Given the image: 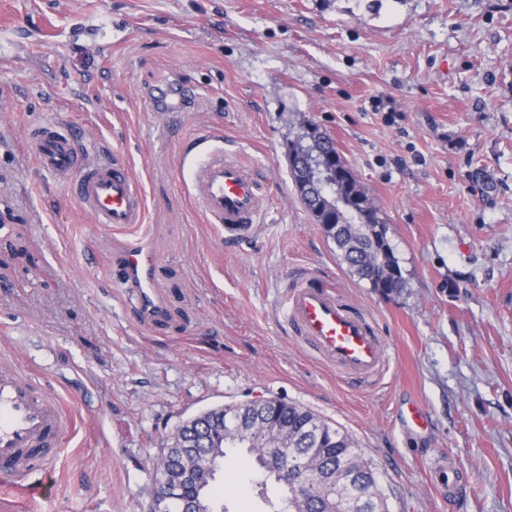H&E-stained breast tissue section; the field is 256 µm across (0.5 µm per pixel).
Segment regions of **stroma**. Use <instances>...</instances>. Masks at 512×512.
<instances>
[{"label": "stroma", "instance_id": "35a3bbf8", "mask_svg": "<svg viewBox=\"0 0 512 512\" xmlns=\"http://www.w3.org/2000/svg\"><path fill=\"white\" fill-rule=\"evenodd\" d=\"M369 3L0 0V364L40 371L77 417L41 512H149L181 421L274 397L349 435L389 512H512V0ZM46 120L139 184L165 324L113 285L124 232L29 150ZM306 122L379 207L403 288L351 276L300 200L285 144ZM208 131L263 184L233 244L193 197ZM306 272L376 320L373 385L291 339L277 301ZM445 463L467 494L433 487ZM210 504L266 512L244 463Z\"/></svg>", "mask_w": 512, "mask_h": 512}]
</instances>
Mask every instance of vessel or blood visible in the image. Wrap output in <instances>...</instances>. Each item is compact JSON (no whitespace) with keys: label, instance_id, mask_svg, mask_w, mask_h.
I'll return each mask as SVG.
<instances>
[{"label":"vessel or blood","instance_id":"obj_1","mask_svg":"<svg viewBox=\"0 0 512 512\" xmlns=\"http://www.w3.org/2000/svg\"><path fill=\"white\" fill-rule=\"evenodd\" d=\"M31 148L45 171L72 176L73 194L95 223L134 228L119 254L115 285L132 289L138 310L152 308L151 290L161 264L145 247L144 201L129 170L108 159L82 163L71 136L52 123L40 126ZM193 189L208 222L231 238L247 234L265 212L256 172L220 154L199 163ZM279 305L292 336L315 358L359 386L379 376L388 360L387 346L373 317L345 298L334 279L299 277L282 293ZM74 426L72 414L39 372L0 369L1 484L28 491L34 473L52 474Z\"/></svg>","mask_w":512,"mask_h":512}]
</instances>
